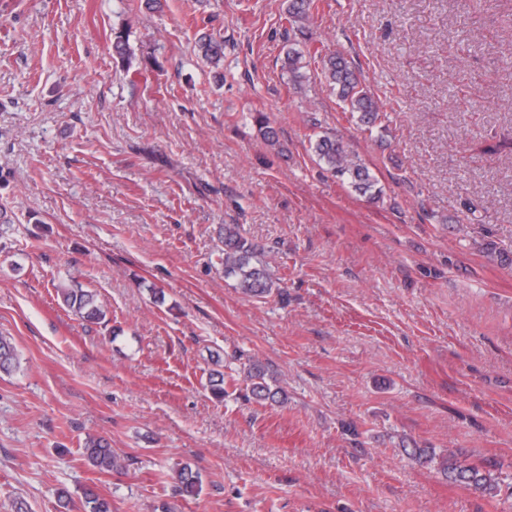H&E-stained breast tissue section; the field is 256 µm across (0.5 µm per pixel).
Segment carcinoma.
<instances>
[{
    "label": "carcinoma",
    "instance_id": "obj_1",
    "mask_svg": "<svg viewBox=\"0 0 512 512\" xmlns=\"http://www.w3.org/2000/svg\"><path fill=\"white\" fill-rule=\"evenodd\" d=\"M316 0H287L285 20L288 23V49L282 69L295 85H301L306 67L305 57L321 62L322 76L330 91L351 111L359 113L360 121L369 129L382 123L383 113L373 95L359 80L350 63L340 54L332 52L323 42L312 39L306 22L312 15ZM197 52L202 59L217 65L224 59V41L204 37L197 43ZM320 162L336 178L347 184L361 196L375 202L382 196V189L370 174L362 160L350 151L341 137L325 133L318 136L314 144ZM224 277L238 281L243 293L265 296L272 290L275 281L269 272L268 263L258 258L251 242L239 232L238 225H224V252H222ZM57 293L64 304L83 320L99 322L106 317V310L96 292L78 284L59 286ZM19 368V357L11 339L0 336V373L9 375ZM249 388L250 398L257 403L274 402L280 388H274L266 380L260 365L253 363L244 370L232 369L209 378L212 396L221 401L229 396L228 388L238 390L241 384ZM83 454L92 466L106 473H119L124 465L120 456L112 450L103 437H88ZM440 469L452 482L463 485L481 495L492 494L497 488V477L488 466L464 463L453 452L439 462ZM177 490L184 497H195L201 491L198 473L183 464L175 470ZM86 512H112L111 502L90 487L82 491Z\"/></svg>",
    "mask_w": 512,
    "mask_h": 512
}]
</instances>
